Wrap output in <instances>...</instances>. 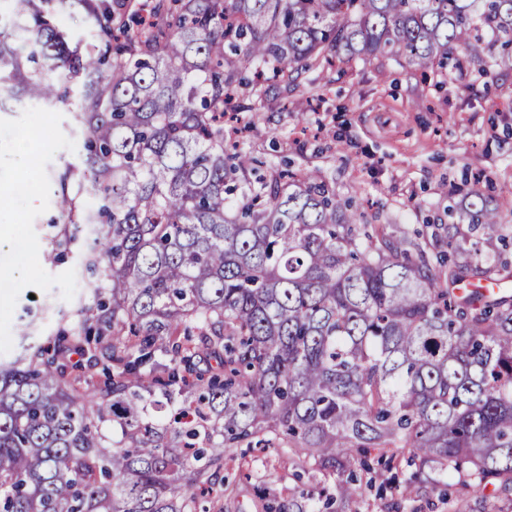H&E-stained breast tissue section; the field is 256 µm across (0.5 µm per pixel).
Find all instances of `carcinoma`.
Segmentation results:
<instances>
[{
	"instance_id": "1",
	"label": "carcinoma",
	"mask_w": 512,
	"mask_h": 512,
	"mask_svg": "<svg viewBox=\"0 0 512 512\" xmlns=\"http://www.w3.org/2000/svg\"><path fill=\"white\" fill-rule=\"evenodd\" d=\"M0 85L46 110L74 101L79 163L59 172L63 224L92 226L100 271L71 333L0 358V512H209L233 448H281L335 492V512L404 461L400 496L430 474L512 491V277L479 243L431 259L360 223L318 170L253 175L229 150L224 104L283 89L338 58L387 55L448 76L479 33L512 68V0H6ZM84 12L91 40L51 17ZM512 198L474 189L448 218L491 236ZM108 378L69 379L71 354ZM377 450L380 469L363 457Z\"/></svg>"
}]
</instances>
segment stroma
<instances>
[{"instance_id":"obj_1","label":"stroma","mask_w":512,"mask_h":512,"mask_svg":"<svg viewBox=\"0 0 512 512\" xmlns=\"http://www.w3.org/2000/svg\"><path fill=\"white\" fill-rule=\"evenodd\" d=\"M498 51L485 41L483 65L464 63L447 79L422 80L393 58L380 56L353 67L302 75L287 93L247 99L243 118L251 130L241 147L259 172L317 169L344 197H355L366 224H390L438 249L448 247V207L472 189L497 197L512 193V69L492 65ZM55 209L33 227L38 258L50 275L76 274V292L64 299L58 287L21 292L10 332L9 357L25 341L48 344L70 329L91 305L92 280L80 257L87 232L61 250ZM221 481L230 493L213 492L210 512H264L265 504L298 497L316 477L275 449L226 463ZM338 512H512V497L480 495L458 481L420 485L412 500L390 489L362 488L337 502Z\"/></svg>"}]
</instances>
